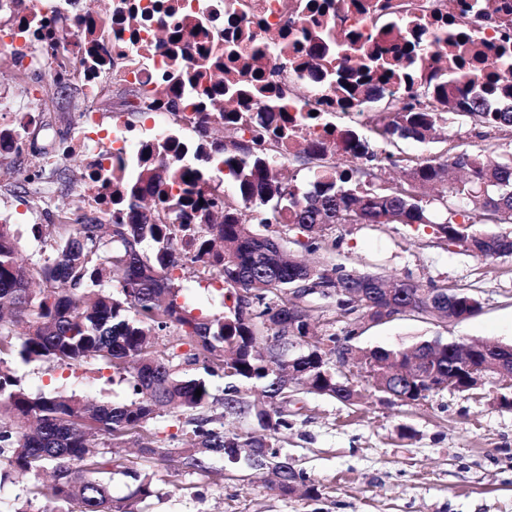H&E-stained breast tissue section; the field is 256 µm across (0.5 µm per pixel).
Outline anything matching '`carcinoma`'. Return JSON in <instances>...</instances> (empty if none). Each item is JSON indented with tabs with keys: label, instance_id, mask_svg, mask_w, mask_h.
<instances>
[{
	"label": "carcinoma",
	"instance_id": "carcinoma-1",
	"mask_svg": "<svg viewBox=\"0 0 512 512\" xmlns=\"http://www.w3.org/2000/svg\"><path fill=\"white\" fill-rule=\"evenodd\" d=\"M470 8L481 15L494 12L503 25L512 24L506 4L478 0ZM86 18L80 33L50 30L48 43L67 44L73 36L75 47L95 55L96 32L104 29V20L91 14ZM382 28L396 31L401 43L391 49L362 47L365 62L358 69L336 67V83L350 104L359 94H369L374 84L406 80L410 95L389 103L388 115L374 128L382 141L425 142L447 124L450 114L498 133L495 140L441 162L414 165L410 158L371 153L366 139L347 134L351 154L399 166L402 179L380 188L368 180V169L339 170L323 163V150L307 146L298 157L315 163L314 179L305 186L291 184L274 173L282 158L278 121L288 112V96L282 93L258 114L260 123L272 126L266 147L241 134L235 114L223 116V126L237 138L214 145L210 154L224 164L236 193L232 202L219 197L203 167H187L172 155L166 138L142 147V156H155L157 162H141L133 172L117 176L124 184L121 214L107 224L92 208L77 224L58 223V236L42 261L24 262L10 225L0 224V484L19 478L29 482L24 504L6 503L4 512H143L157 496L152 474L136 476L129 494L115 500L111 476L93 448L105 437L121 444L136 434L144 452L154 455L159 439L153 424L164 415L182 416L190 426L182 438L186 467L219 480L223 470L210 466L209 459L235 463L246 449L254 465L268 468L270 490L294 493L304 478L277 450V435L295 416L288 411L291 384L301 382L312 393L349 405L363 397L349 378L336 374V335L304 340L311 309L297 302V293L311 284L340 289L324 297L313 293L307 300L333 307L349 325L381 315L391 291L395 307L430 303L460 317L468 306L448 285L381 274L376 275L379 287L349 306L346 291L359 272L324 261L303 267L289 257L288 246L334 252L339 242L329 231L338 224H430L439 245L485 261L512 256V232L484 229L486 224H512V151H507L512 148V82H484L464 69L457 51L467 41L463 27L434 39L437 45L446 44L444 79L419 68L417 37L426 31V20L391 14ZM176 67L196 98L210 102L220 92L203 74L224 69V63L204 44H198L192 66L178 61ZM500 149L504 156L491 159ZM430 183L441 185L432 197L426 193ZM173 184L179 187L175 194L161 189ZM185 224L197 225L192 258L197 272L224 279L220 314H196L188 301H179L185 272L174 244ZM255 224L277 229L257 234ZM146 244L154 246L151 259L142 256ZM20 322L25 332L18 335L15 324ZM167 331L175 339L161 353L154 339ZM271 336L297 342L301 375L288 376V367L275 358L268 342ZM4 353L22 365L103 361L126 383L130 397L122 404L90 403L75 394L33 392L3 370ZM430 367L448 375V343L430 349ZM437 383L435 378L409 377L401 363L390 389L401 403L414 404L439 393ZM217 404L224 415H249L260 433L226 434L220 417L212 414ZM47 471L55 481V506L37 508L35 502L45 496L39 477Z\"/></svg>",
	"mask_w": 512,
	"mask_h": 512
}]
</instances>
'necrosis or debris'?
Here are the masks:
<instances>
[{
	"label": "necrosis or debris",
	"mask_w": 512,
	"mask_h": 512,
	"mask_svg": "<svg viewBox=\"0 0 512 512\" xmlns=\"http://www.w3.org/2000/svg\"><path fill=\"white\" fill-rule=\"evenodd\" d=\"M112 20L107 23L103 43L106 62L90 68L80 64L69 69V79L80 80L89 99H96L104 83L112 82L139 90L138 102L146 118L141 124L130 123L125 113H113L110 123H103L96 107L79 112L69 148L87 158L80 190L90 204L99 207L105 218L115 214L103 199L98 186L99 172L116 163L134 164L142 146L168 133L171 101H178L190 127L215 125L222 112L250 115L244 124L245 135L257 128L252 117L260 107L255 101L221 95L216 103L202 111L190 104L191 93L180 96L169 91L175 73V61L190 62L197 46L194 42L171 43L174 25L205 29L211 45L224 52V68L231 74H245L247 80L264 83L270 92L284 91L296 75L289 67L290 58L308 60L311 44L305 27L318 24L333 37L347 32L367 38L376 33L375 18L387 0H112ZM47 20L66 17L75 30H83L84 13L80 0H0V48L21 58L38 77L49 73L50 55L41 51L43 42L28 21L32 14ZM472 43L489 51L485 63L500 79L512 77V25L501 26L490 19L468 32ZM307 92L292 100L288 108V132L283 137L285 149L305 145L335 151L342 129L368 126L374 109L370 102L347 105L334 85L305 77ZM0 112L8 114V125H0V155L15 153L25 147L32 128L39 125L41 113L21 100L0 93Z\"/></svg>",
	"instance_id": "necrosis-or-debris-1"
}]
</instances>
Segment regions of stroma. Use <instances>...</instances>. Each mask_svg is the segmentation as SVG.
Here are the masks:
<instances>
[{
    "label": "stroma",
    "mask_w": 512,
    "mask_h": 512,
    "mask_svg": "<svg viewBox=\"0 0 512 512\" xmlns=\"http://www.w3.org/2000/svg\"><path fill=\"white\" fill-rule=\"evenodd\" d=\"M44 84L19 78L16 67L0 65V93L20 95L43 110L36 148L0 159V213L9 216L22 258L38 262L48 254L57 229L36 208L34 193L18 189L17 174L43 169L52 206L80 215L88 204L75 180L55 176L53 159L61 136L69 135L84 92L73 82L59 92L53 107L44 105ZM476 129L458 122L432 142L399 139L390 152L419 161L481 146ZM339 245L332 263L360 272L409 275L440 284L474 286L481 309L460 322L430 324L413 316L375 325L356 323L357 349L410 347L435 336L470 342H512V257L489 263L437 246L428 227L404 224L337 227ZM34 391L48 395L76 393L98 401L125 402L124 383L98 363L65 367L34 362L18 368ZM361 403L297 391L302 408L281 431L277 446L298 471L320 490L282 496L267 488L261 471L246 461L215 459L224 478L212 481L183 464L182 447L170 439L163 455H148L135 438L124 447L104 443L96 454L112 474V495L122 498L134 474L149 472L162 497L149 512H512V409L469 392H442L416 404L383 401L360 375Z\"/></svg>",
    "instance_id": "1"
}]
</instances>
